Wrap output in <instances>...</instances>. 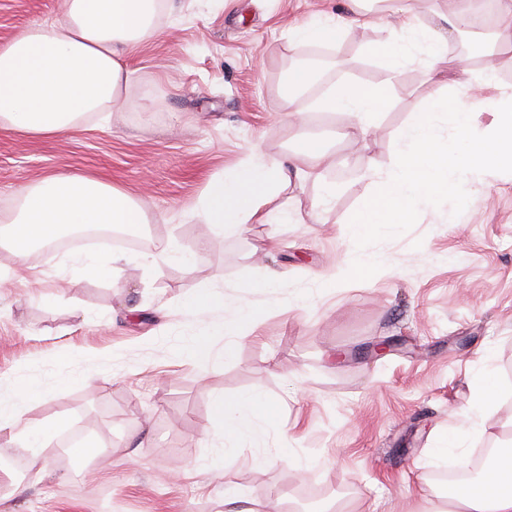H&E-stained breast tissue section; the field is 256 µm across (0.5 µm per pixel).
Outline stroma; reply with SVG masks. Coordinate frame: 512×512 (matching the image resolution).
I'll return each instance as SVG.
<instances>
[{
	"mask_svg": "<svg viewBox=\"0 0 512 512\" xmlns=\"http://www.w3.org/2000/svg\"><path fill=\"white\" fill-rule=\"evenodd\" d=\"M342 7L172 0L121 56L137 96L49 137L0 126V218L15 211L21 188L82 173L141 200L142 253L173 241L195 254L192 267L171 263L153 279L138 261L89 278L72 275L67 258L108 259L111 249H47L20 276L0 246V393L26 379L46 390L28 404L29 425L64 421L0 512H224L228 486L261 512H288L307 492L324 507L344 499L353 512H421L424 495L444 489L424 464L426 449L458 436L470 458L512 430V172L492 178L467 211L443 200L363 241L381 259L373 277L336 283L311 308L297 299L348 263L341 231L370 191L365 171L389 164L400 128L437 89L423 67L405 68L370 142L352 134L354 116L312 111L302 97L303 121L291 124L277 95L293 55L288 29ZM63 10V0H0V44L60 21ZM386 35L379 25L339 37L336 81L383 80L385 63L371 48ZM306 138L320 139L331 163L296 192L304 223L198 232L191 208L213 176L251 148L281 160ZM327 188L337 189L336 202L317 224L307 215ZM269 270L280 275L275 288L246 295L264 324L233 357L204 365L180 354L195 327L182 305L190 290L229 293ZM487 363L500 396L485 433L470 439V381ZM246 392L276 400L275 425L227 456L212 403ZM77 427L101 454L87 460L79 447H62ZM141 429L147 447H127ZM257 453L270 464L256 467Z\"/></svg>",
	"mask_w": 512,
	"mask_h": 512,
	"instance_id": "1",
	"label": "stroma"
}]
</instances>
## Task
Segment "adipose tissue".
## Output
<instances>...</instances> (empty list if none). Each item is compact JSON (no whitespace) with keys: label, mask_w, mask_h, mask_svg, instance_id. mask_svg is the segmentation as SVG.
<instances>
[{"label":"adipose tissue","mask_w":512,"mask_h":512,"mask_svg":"<svg viewBox=\"0 0 512 512\" xmlns=\"http://www.w3.org/2000/svg\"><path fill=\"white\" fill-rule=\"evenodd\" d=\"M372 2L349 0L348 14L318 13L291 26L289 47L330 43L345 31L372 25ZM384 2L394 23L375 51L386 60V78L376 85H331L312 101V110L356 117L368 140L405 67L424 65L432 80L448 76L452 83L449 91L431 97L425 111L411 114L389 165L368 169L372 192L343 231L352 244L409 223L435 200L460 205L474 200L488 188L489 175L512 170V86L499 84L492 72L478 76L462 60L448 58V39L467 24L470 0L458 11L436 14L429 24L419 22L411 0ZM156 12L157 0H66L61 21L18 32L0 46V124L24 135H54L133 96L135 87L120 57L147 32ZM482 111L494 113L492 128L483 141L468 144ZM445 113L452 119L446 136L438 125ZM323 157L315 141L303 142L284 164L251 150L238 167L208 182L192 213L217 234L235 233L247 224L292 223L298 202L288 190L315 176ZM144 221L137 202L112 184L81 174L50 175L21 190L18 213L0 220V243L23 264L74 230H129ZM277 280L272 272L242 282L233 293L210 288L186 297L185 306L199 322L189 358L206 362L220 354L233 356L240 339L262 318L245 302V293L275 287ZM218 310L223 319H214ZM219 336L224 339L220 346L215 343ZM38 392L20 380L9 396L0 395V434L33 458L50 445L57 429L53 422L37 430L26 424L28 402ZM212 417L225 439L241 443L272 428L273 403L258 393L221 396L213 402ZM426 512H512V448H503L476 480L436 494Z\"/></svg>","instance_id":"ef3b65f1"}]
</instances>
